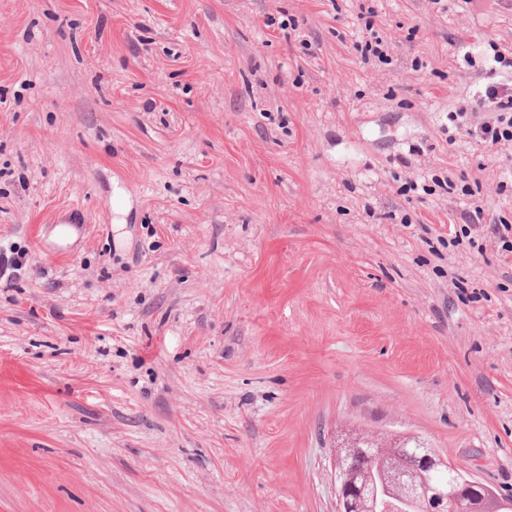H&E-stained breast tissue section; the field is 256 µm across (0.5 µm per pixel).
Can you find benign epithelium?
Instances as JSON below:
<instances>
[{"label":"benign epithelium","mask_w":512,"mask_h":512,"mask_svg":"<svg viewBox=\"0 0 512 512\" xmlns=\"http://www.w3.org/2000/svg\"><path fill=\"white\" fill-rule=\"evenodd\" d=\"M333 448L336 512H401L408 505L420 512H512V501H503L478 482L464 479L449 489L438 485L434 477L448 466V459L434 448L418 446V466L387 470L381 488L362 476L378 453L371 439L347 436Z\"/></svg>","instance_id":"7a95c632"}]
</instances>
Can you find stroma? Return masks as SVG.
<instances>
[{"label":"stroma","mask_w":512,"mask_h":512,"mask_svg":"<svg viewBox=\"0 0 512 512\" xmlns=\"http://www.w3.org/2000/svg\"><path fill=\"white\" fill-rule=\"evenodd\" d=\"M500 55L512 0H0V512H336L356 431L512 498ZM489 112H494L490 122L481 125L478 136L485 142L496 145L512 142V94L511 88L491 86L487 92Z\"/></svg>","instance_id":"1"}]
</instances>
